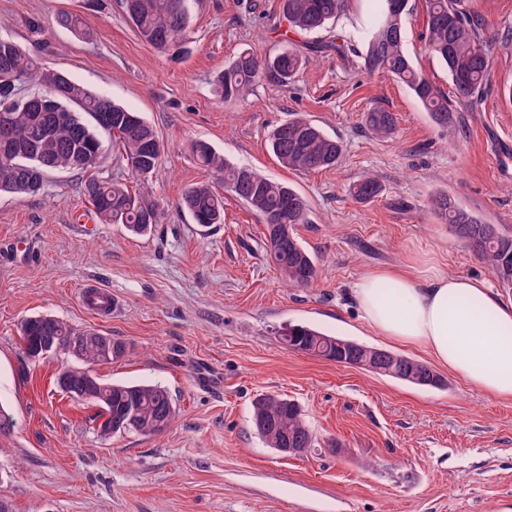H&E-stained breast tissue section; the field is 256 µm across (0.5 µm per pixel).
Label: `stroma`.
Instances as JSON below:
<instances>
[{
	"label": "stroma",
	"mask_w": 512,
	"mask_h": 512,
	"mask_svg": "<svg viewBox=\"0 0 512 512\" xmlns=\"http://www.w3.org/2000/svg\"><path fill=\"white\" fill-rule=\"evenodd\" d=\"M465 6L496 46L481 102L460 108L455 134L405 84L364 69L375 0H344L312 35L288 33L280 0H191L177 54L143 42L119 0H0V36L140 112L165 144L149 183L166 214L146 235L120 224L85 231L81 173L52 174L36 196L0 193V407L14 421L0 434V499L13 512H512V399L449 370L444 388H421L280 341L286 325L303 324L430 362L424 348L379 336L354 302L355 282L387 267L433 264L512 300L431 209L445 194L512 231V0ZM63 10L81 16L82 34L56 25ZM426 17V0H409L406 48L448 95V71L421 39ZM336 32L343 53L312 57L289 86L264 80L243 101L216 94V77L240 52L266 58ZM374 107L395 114L391 137L365 128ZM298 114L343 142L336 167L279 163L268 136ZM194 140L307 199L296 233L316 260L312 287L281 282L261 220L234 195L224 196L223 223L208 228L180 210L184 192L212 178L188 150ZM368 173L386 190L362 203L350 186ZM88 283L111 289V317L81 305ZM36 314L124 342L125 355L95 373L166 388L174 422L154 437H100L96 407L56 384L61 358L22 363L20 322ZM267 393L302 406L315 448L287 455L260 438L251 403Z\"/></svg>",
	"instance_id": "obj_1"
}]
</instances>
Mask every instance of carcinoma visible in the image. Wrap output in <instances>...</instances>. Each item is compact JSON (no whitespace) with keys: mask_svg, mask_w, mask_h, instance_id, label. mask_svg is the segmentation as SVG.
<instances>
[{"mask_svg":"<svg viewBox=\"0 0 512 512\" xmlns=\"http://www.w3.org/2000/svg\"><path fill=\"white\" fill-rule=\"evenodd\" d=\"M190 0H121V8L139 37L159 51L177 49L189 35ZM283 18L294 32L313 33L335 21L343 0H281ZM381 9L367 33L364 65L370 72L383 73L404 83L441 128L454 132L459 123L457 105L473 104L475 94L489 81L492 45L484 38L483 23L465 7L464 0H427L425 49L448 70L453 92L448 98L415 68L404 44V17L409 0H379ZM56 23L71 32L81 31L80 17L62 11ZM325 48L306 44V50L288 47L260 60L243 51L224 68L217 88L226 100L245 98L250 87L264 80L286 86L310 59ZM12 62L10 71L0 75V192L37 194L45 189L48 175L77 171L87 175L80 191L106 224H122L135 234H146L160 223L163 208L145 188V181L157 169L163 152L145 150L150 141H160L157 131L139 113L95 94L71 80L64 72L44 67L21 44L0 38V57ZM36 83L43 92L32 94ZM92 122H87L86 118ZM367 130L377 137L390 136L396 117L374 108L364 114ZM118 146L139 190L121 182L102 180L90 171L97 169L109 152L101 133ZM273 153L287 168L310 172L335 166L342 157L341 140L327 135L312 121L296 117L276 126L270 135ZM198 164L224 181L244 204L253 209L265 226L270 256L282 281L290 288H307L317 278L316 264L295 234L298 224L307 223L309 204L292 188L245 167L224 161L212 146L196 141L190 146ZM360 202L379 197L384 186L375 176L352 185ZM437 215L453 233L466 241L468 250L496 277L500 286L512 288V234L496 224H484L460 208L446 195L432 200ZM181 209L202 227L224 222V197L208 182L188 188ZM22 360H32L46 337L53 336L60 348L89 334L77 331L60 319L48 322L43 315L24 319L20 326ZM289 349L351 363L370 351L371 346L330 336L305 325H290L281 334ZM112 356L105 345H89L82 355H72L79 365L68 368L74 392L85 387L87 368L117 360L125 345L110 339ZM385 377L420 387H437L434 369L428 364L391 353L367 367ZM96 395L83 401L99 408L98 433L102 437L125 433L156 436L164 432L176 414L167 389L158 385L105 382L96 379ZM252 424L268 447L313 448L316 438L306 424L298 402L279 394H263L252 405Z\"/></svg>","mask_w":512,"mask_h":512,"instance_id":"1","label":"carcinoma"}]
</instances>
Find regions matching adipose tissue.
<instances>
[{"label": "adipose tissue", "mask_w": 512, "mask_h": 512, "mask_svg": "<svg viewBox=\"0 0 512 512\" xmlns=\"http://www.w3.org/2000/svg\"><path fill=\"white\" fill-rule=\"evenodd\" d=\"M353 295L379 335L425 347L485 394L512 399V302L485 281L391 267L362 276Z\"/></svg>", "instance_id": "1"}]
</instances>
